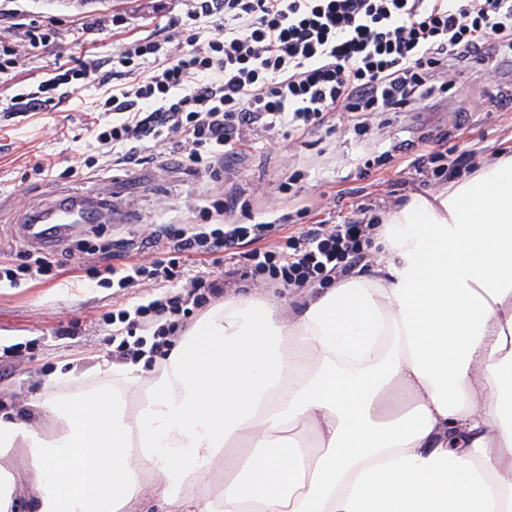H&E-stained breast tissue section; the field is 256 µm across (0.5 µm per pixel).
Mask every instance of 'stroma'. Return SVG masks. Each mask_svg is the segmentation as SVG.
<instances>
[{"instance_id":"1","label":"stroma","mask_w":512,"mask_h":512,"mask_svg":"<svg viewBox=\"0 0 512 512\" xmlns=\"http://www.w3.org/2000/svg\"><path fill=\"white\" fill-rule=\"evenodd\" d=\"M184 9V0H91L81 6L69 0H0V14L19 12L54 21L58 37L52 51L71 67L89 54L110 56L150 32L168 36L165 19ZM113 15L123 16L125 25L104 30L97 43H87L79 34L80 23ZM46 73L36 57L21 59L15 68L0 73V266L30 264L38 257L53 264L51 276L14 286L0 284V348H18L11 363H0V399L18 410L45 379L67 370L70 360H77L82 369L115 360L112 336L117 328L104 323L105 313L163 296V289L147 280L128 288L100 286L96 271L106 264L105 244H140L133 260L150 265L168 250L167 227L213 231L201 213L223 192L246 201L248 213L276 216L305 204L325 207L329 194L340 189L363 187L372 196H385L405 175L395 163L373 165L374 156L392 140H414L428 132L427 127L404 123L398 114L375 112L359 132L343 117L334 127L313 129L298 141L272 135L265 151L245 156L235 170L226 172L218 191L203 168L170 169L148 154L138 166L98 162L90 177L48 182L34 175L36 161L49 158L66 167L77 159H97L88 128L100 116L103 97L85 79L57 111H18L14 97L35 90ZM499 92L497 84L476 71L465 72L448 95V111L434 113L431 120L447 129L449 144L479 143L483 163L511 156L512 111L495 107ZM456 108L470 118L461 133L454 128ZM296 171L303 172V180L286 187ZM90 190L111 197L110 222L81 225L61 246L24 236L20 222L27 213L56 198H79ZM69 326L75 327L74 335H58V328Z\"/></svg>"}]
</instances>
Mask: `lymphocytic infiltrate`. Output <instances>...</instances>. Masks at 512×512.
Listing matches in <instances>:
<instances>
[{
  "label": "lymphocytic infiltrate",
  "mask_w": 512,
  "mask_h": 512,
  "mask_svg": "<svg viewBox=\"0 0 512 512\" xmlns=\"http://www.w3.org/2000/svg\"><path fill=\"white\" fill-rule=\"evenodd\" d=\"M185 6L168 22L178 41L146 35L111 56L48 75L37 92L18 95L17 104L27 112L56 111L66 84L94 78L105 90L108 114L89 128L97 146L131 164L150 143L160 147L161 164L203 165L217 184L241 156L263 150L259 133L300 139L348 112H435L466 68L487 65L486 78L495 83L512 75V0H186ZM8 32L0 62L10 66L57 38L23 17ZM427 141L425 150L413 140L393 142L382 157L400 161L425 187L477 170L478 144L449 145L442 130ZM355 196L331 195L335 208L347 210L335 219L297 209L301 226L281 245L265 239L287 224L284 216L213 235L171 231L170 257L148 268L125 262L128 247L118 245L122 264L106 265L103 283L174 282L183 254L202 246L233 262L225 279L199 275L184 291L109 314V321L143 332L121 339L118 352L135 360L144 346L161 349L184 317L223 298L231 283L297 292L366 268L388 203ZM248 238L255 247L241 253Z\"/></svg>",
  "instance_id": "lymphocytic-infiltrate-1"
}]
</instances>
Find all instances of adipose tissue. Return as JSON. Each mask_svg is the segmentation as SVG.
Wrapping results in <instances>:
<instances>
[{
  "mask_svg": "<svg viewBox=\"0 0 512 512\" xmlns=\"http://www.w3.org/2000/svg\"><path fill=\"white\" fill-rule=\"evenodd\" d=\"M376 236L375 275L289 314L225 293L159 369L73 367L0 414V512H512V156Z\"/></svg>",
  "mask_w": 512,
  "mask_h": 512,
  "instance_id": "adipose-tissue-1",
  "label": "adipose tissue"
}]
</instances>
